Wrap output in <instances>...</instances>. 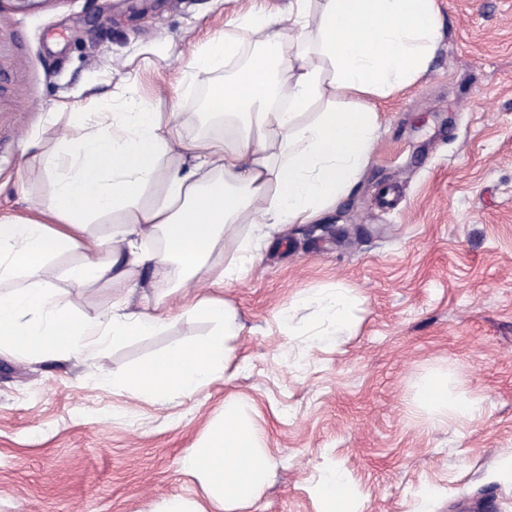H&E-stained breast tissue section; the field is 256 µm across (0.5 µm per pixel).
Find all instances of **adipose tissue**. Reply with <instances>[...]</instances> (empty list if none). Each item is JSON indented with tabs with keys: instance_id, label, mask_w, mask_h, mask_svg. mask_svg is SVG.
Returning a JSON list of instances; mask_svg holds the SVG:
<instances>
[{
	"instance_id": "ef3b65f1",
	"label": "adipose tissue",
	"mask_w": 512,
	"mask_h": 512,
	"mask_svg": "<svg viewBox=\"0 0 512 512\" xmlns=\"http://www.w3.org/2000/svg\"><path fill=\"white\" fill-rule=\"evenodd\" d=\"M441 40L436 0H288L271 11L254 0L223 30L194 50L182 69L190 84L253 43L257 53L231 84H212L210 114L228 119L221 136L186 140L175 114L141 99L110 103L94 93L84 105L87 131L60 136L40 154L51 192L39 217L0 218V282L24 281L0 295V346L23 358L60 360L95 355L169 325L170 309H129L136 269L152 266L158 280L179 272L186 310L216 327L213 334L168 350L125 374L121 385L166 407L207 387L223 373L230 340L243 329L216 288L237 278L261 242L288 224L316 222L358 180L377 137L373 99L424 77ZM188 152L189 165L164 166ZM250 224L248 236L233 229ZM97 225L86 237L87 225ZM161 235L148 253L144 238ZM236 245V259L215 268L219 245ZM84 247V260L65 276L77 284L107 280L118 293L103 316L77 317L66 296L44 287L41 272L54 255ZM421 406H454L465 414L480 401H449L448 379L433 375L417 389ZM204 490L205 503L179 497L163 512H239L263 489L269 460L261 432L242 402L224 403V419L179 461ZM321 512H350L352 485L325 473L316 489Z\"/></svg>"
}]
</instances>
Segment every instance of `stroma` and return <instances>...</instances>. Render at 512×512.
Returning <instances> with one entry per match:
<instances>
[{"label":"stroma","mask_w":512,"mask_h":512,"mask_svg":"<svg viewBox=\"0 0 512 512\" xmlns=\"http://www.w3.org/2000/svg\"><path fill=\"white\" fill-rule=\"evenodd\" d=\"M250 0H0V216L29 217L50 186L40 150L80 138L73 106L95 84L178 108L187 138L211 123L198 103L255 54L179 88L183 63ZM443 39L417 83L374 100L380 128L366 168L313 224H291L221 292L244 329L222 376L157 409L113 377L210 334L185 313L176 281L136 275L134 309L163 300L176 319L96 359L21 360L0 351V512H160L202 499L180 457L233 397L271 457L259 498L240 512H319L316 484L342 471L353 512H512L497 475L512 452V0H437ZM137 80L119 84L118 72ZM83 252L49 259L45 285L77 316L106 312V282L63 272ZM353 297L349 332L331 336L310 295ZM442 374L480 415L416 398Z\"/></svg>","instance_id":"35a3bbf8"}]
</instances>
